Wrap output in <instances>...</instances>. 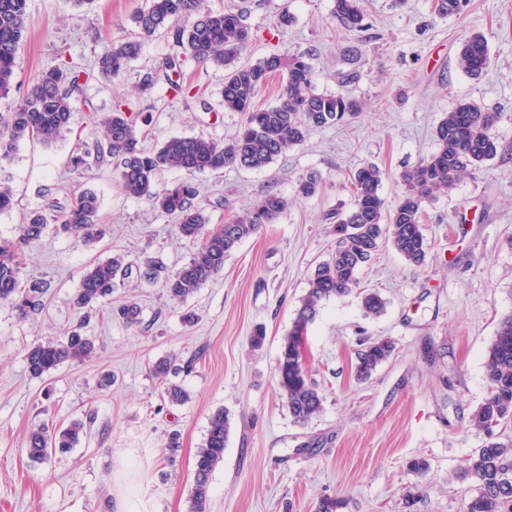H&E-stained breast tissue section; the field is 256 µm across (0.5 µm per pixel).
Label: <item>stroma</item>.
Wrapping results in <instances>:
<instances>
[{"label":"stroma","instance_id":"stroma-1","mask_svg":"<svg viewBox=\"0 0 512 512\" xmlns=\"http://www.w3.org/2000/svg\"><path fill=\"white\" fill-rule=\"evenodd\" d=\"M214 9L247 7V62L279 53H309L318 91L356 99L348 121L312 132L263 171L227 167L195 174L198 203L210 224L231 221L270 191L288 201L276 223L243 240L224 268L188 301L191 326L167 302L162 284L128 279L113 304L134 300L142 329L126 327L107 307L80 311L71 298L89 263L121 254L152 257L176 272L197 245L177 235L172 219L125 195L111 163L74 171L79 144L102 134L117 105L152 115L140 145L154 150L170 137L232 136L243 117L222 104L224 69L185 60L183 84L212 105L204 111L165 83L146 93L147 72L173 52L166 35L144 40L140 56L113 81L90 79L72 95L69 131L46 145L20 142L0 165L16 204L0 213V238H15L28 213L96 192L106 234L84 245L48 228L26 248L23 281L47 283L43 310L22 319L0 304V512H114L117 500L134 512H188L194 458L210 415L228 411L224 463L212 474L207 512H315L321 497L341 499V512H464L475 481L456 474L483 437L468 417L488 394L484 356L498 324L512 314V0H469L457 15L435 13L432 0H363L365 27L347 30L334 0H207ZM147 0H28L32 26L16 60L0 112L17 104L33 80L61 60L90 67L110 39L136 38L134 16ZM290 13L283 26L279 18ZM481 34L491 63L477 77L458 66L462 41ZM501 113L493 131L498 156L457 181L425 207L428 256L407 264L383 244L360 275L379 291L385 313L365 316L358 294L323 302L305 340L306 364L323 396L307 425L294 423L276 382L281 339L292 327L316 264L335 246L331 212L353 203L350 175L377 165L385 174L386 207L400 200L403 172L436 148L435 128L459 102ZM319 192L296 195L308 172ZM80 328L94 354L62 363L35 379L29 348ZM394 342L390 360L366 382L354 378L362 341ZM176 356L175 381L190 394L176 405L150 372ZM112 386H101L104 374ZM86 420L79 444L44 463L25 452L29 432ZM179 446L169 451L170 437ZM430 467L417 476L409 460ZM420 496L405 508L410 487Z\"/></svg>","mask_w":512,"mask_h":512}]
</instances>
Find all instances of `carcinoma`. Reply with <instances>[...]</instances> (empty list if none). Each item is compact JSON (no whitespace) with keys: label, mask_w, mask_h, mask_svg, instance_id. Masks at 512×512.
I'll use <instances>...</instances> for the list:
<instances>
[{"label":"carcinoma","mask_w":512,"mask_h":512,"mask_svg":"<svg viewBox=\"0 0 512 512\" xmlns=\"http://www.w3.org/2000/svg\"><path fill=\"white\" fill-rule=\"evenodd\" d=\"M467 0H434V10L442 16L458 14ZM336 17L351 31L364 28L361 0H335ZM245 11L213 10L205 0H149L147 9L134 17L140 38L109 43L98 56V74L105 80L118 77L126 65L142 50V39L162 31L175 46L184 49L198 63L224 67L222 106L226 112H239L244 123L231 138L217 142L204 136H174L154 151L139 147L141 125L150 119L116 107L102 120V139L82 145L71 156L76 170L89 168V161L113 163L123 192L144 199L175 219L178 234L199 243L187 263L172 274L157 260L134 263L122 255L91 263L81 276L72 302L77 309H93L110 301L118 286L131 275L151 284L163 281L170 301L184 305L214 275L224 268V260L246 238L264 225L274 224L288 201L269 193L252 210L229 224L212 226L197 203L200 191L193 175L219 171L226 167L262 170L288 149L302 144L314 130L337 125L360 111V104L341 94L317 90L312 66L304 54H269L255 63L241 62L250 32ZM31 24L27 0H0V94L10 91L15 78L16 58L24 34ZM178 60L168 56L159 69L144 78L146 92L163 80L185 96L191 90L171 78ZM490 58L484 37L474 34L462 44L458 65L463 72L477 76L489 67ZM283 76L278 101L266 107L256 104L259 89L273 75ZM90 73L63 63L37 76L16 106L0 113V161L11 157L19 142L37 139L46 144L56 141L69 129L72 119L71 96L88 82ZM501 113L489 111L471 101L459 103L440 120L435 137L437 150L413 170L403 174L405 186L399 203L386 209L380 194L383 172L376 166H364L352 175V208L334 213L333 233L336 248L314 269L308 291L291 329L282 337L277 385L294 422L308 424L323 410L324 397L305 366L303 348L308 325L314 321L321 304L331 298L350 295L358 286V275L389 241L404 261L413 266L424 264L427 238L421 222L424 205L437 194L449 192L463 176L472 173L498 154V142L492 134ZM178 168L186 177L161 186L158 174L165 168ZM322 177L316 172L297 181V195L314 196ZM53 222L78 242L91 244L104 234L99 220L97 194L87 189L65 208L55 210ZM48 227V218L40 210L27 216L14 240L0 239V303H7L21 317L42 306L47 285L21 279L23 247L40 238ZM387 302L377 291L362 292L361 306L368 316H379ZM118 313L124 324L137 327L142 310L127 301ZM395 345L388 339L369 340L357 352L356 380L365 382L392 356ZM94 351L93 341L73 330L66 338L31 347L26 353L27 370L34 378L50 375L67 360H84ZM171 360L161 359L152 367L154 376L166 384L164 393L172 403L183 404L187 391L166 383ZM485 375L488 396L471 413L469 427L484 435L457 478L473 479L477 494L465 505L464 512H512V315L504 317L486 352ZM85 429L81 420L67 426L33 430L25 451L34 462L51 453L67 451L80 441ZM231 429L229 413L220 408L209 418L206 438L194 460V485L188 512H206L210 479L224 463V450Z\"/></svg>","instance_id":"obj_1"}]
</instances>
